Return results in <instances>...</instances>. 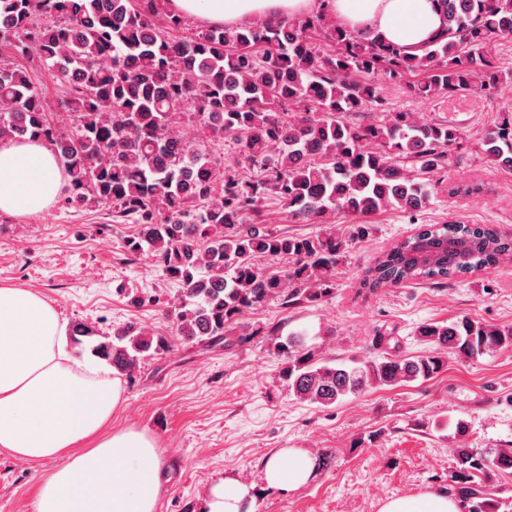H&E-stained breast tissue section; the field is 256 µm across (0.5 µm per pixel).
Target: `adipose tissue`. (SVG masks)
I'll use <instances>...</instances> for the list:
<instances>
[{
  "instance_id": "obj_1",
  "label": "adipose tissue",
  "mask_w": 512,
  "mask_h": 512,
  "mask_svg": "<svg viewBox=\"0 0 512 512\" xmlns=\"http://www.w3.org/2000/svg\"><path fill=\"white\" fill-rule=\"evenodd\" d=\"M172 11L238 28L327 9L350 29H367L417 54L445 26L439 0H170ZM63 172L52 149L27 139L0 143V213L48 210ZM124 401L106 361L73 356L68 323L50 299L0 284V449L30 463L57 461L39 482L35 512H157L164 460L154 436L110 430ZM312 458L280 450L262 469L276 489L307 484ZM380 512H462L441 493L388 499Z\"/></svg>"
}]
</instances>
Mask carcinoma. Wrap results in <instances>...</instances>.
Segmentation results:
<instances>
[{
	"label": "carcinoma",
	"mask_w": 512,
	"mask_h": 512,
	"mask_svg": "<svg viewBox=\"0 0 512 512\" xmlns=\"http://www.w3.org/2000/svg\"><path fill=\"white\" fill-rule=\"evenodd\" d=\"M447 27L411 54L369 32L329 22L321 11L297 22L212 25L178 35L184 16L168 0H0V142L28 138L54 151L67 179L65 204L103 203L138 232L132 256L149 255L180 286L176 335L193 344L242 346L234 334L247 310L277 301L314 306L336 290V268L349 243L368 235L355 224L348 240L339 213L416 212L446 177L461 129L384 107L382 87L414 77L408 90L428 100L490 90L502 75L496 44L512 38V0H441ZM23 51L55 70L68 87L74 122L65 134L51 123L28 70L11 61ZM231 139L244 179L210 158L202 139ZM483 157L512 172V108L498 112L480 141ZM275 197L293 223L319 224L311 236L261 230V202ZM435 250L431 266L417 261ZM288 259L261 271L255 258ZM512 260V236L491 224L425 225L383 253L363 285L448 281ZM271 337L282 378L296 399L327 408L370 388L437 377L448 356L469 360L512 349V327L469 317L424 322L429 345L418 356L319 359L304 340L277 326ZM171 347L167 337L135 324L90 344L92 356L121 373ZM460 420L448 494L468 512H500L494 494L512 474V448H474Z\"/></svg>",
	"instance_id": "carcinoma-1"
}]
</instances>
